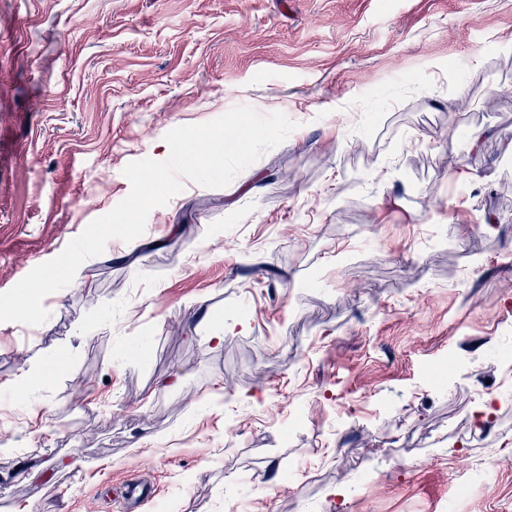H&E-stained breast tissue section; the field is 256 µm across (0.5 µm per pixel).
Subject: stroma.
<instances>
[{
	"mask_svg": "<svg viewBox=\"0 0 512 512\" xmlns=\"http://www.w3.org/2000/svg\"><path fill=\"white\" fill-rule=\"evenodd\" d=\"M237 105L298 127L0 324V512H512V0H0V292Z\"/></svg>",
	"mask_w": 512,
	"mask_h": 512,
	"instance_id": "1",
	"label": "stroma"
}]
</instances>
